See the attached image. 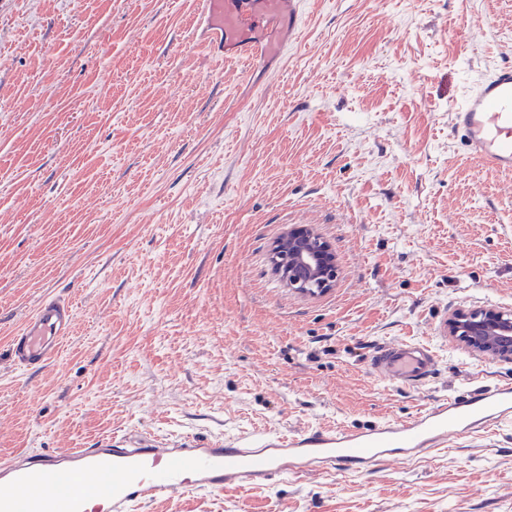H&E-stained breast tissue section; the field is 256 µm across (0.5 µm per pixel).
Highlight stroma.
<instances>
[{
    "label": "stroma",
    "instance_id": "1",
    "mask_svg": "<svg viewBox=\"0 0 512 512\" xmlns=\"http://www.w3.org/2000/svg\"><path fill=\"white\" fill-rule=\"evenodd\" d=\"M201 8L0 0V456L363 428L512 380L437 334L512 309V172L448 127L449 102L512 62V0H306L287 56L252 73L204 51ZM296 225L336 253L327 293L270 269ZM46 298L73 302V327L16 369ZM398 340L436 350L430 382L369 376ZM139 512H512V422L369 474Z\"/></svg>",
    "mask_w": 512,
    "mask_h": 512
}]
</instances>
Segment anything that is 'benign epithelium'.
Here are the masks:
<instances>
[{
  "mask_svg": "<svg viewBox=\"0 0 512 512\" xmlns=\"http://www.w3.org/2000/svg\"><path fill=\"white\" fill-rule=\"evenodd\" d=\"M269 263L288 287L302 293L327 291L336 281V254L331 244L306 225L287 230L273 243ZM448 335L477 356L512 362L511 311H457L448 318Z\"/></svg>",
  "mask_w": 512,
  "mask_h": 512,
  "instance_id": "obj_1",
  "label": "benign epithelium"
}]
</instances>
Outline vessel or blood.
Wrapping results in <instances>:
<instances>
[{
  "label": "vessel or blood",
  "instance_id": "obj_1",
  "mask_svg": "<svg viewBox=\"0 0 512 512\" xmlns=\"http://www.w3.org/2000/svg\"><path fill=\"white\" fill-rule=\"evenodd\" d=\"M304 0H202L205 48L254 68L282 56L305 24ZM448 124L482 166L512 171V66H494L467 85L448 110ZM74 320L71 301H42L14 336L15 364L49 362ZM374 380L402 389L430 381L435 351L419 342L378 345L366 359ZM512 420V383L442 397L405 421L382 420L360 429L321 428L297 433L214 437L206 441H130L116 435L91 448L52 455L22 453L0 461V512H84L72 476L93 479L105 512L189 492L221 491L240 484H269L286 475L367 473L389 462H408L436 451L449 436H467Z\"/></svg>",
  "mask_w": 512,
  "mask_h": 512
}]
</instances>
